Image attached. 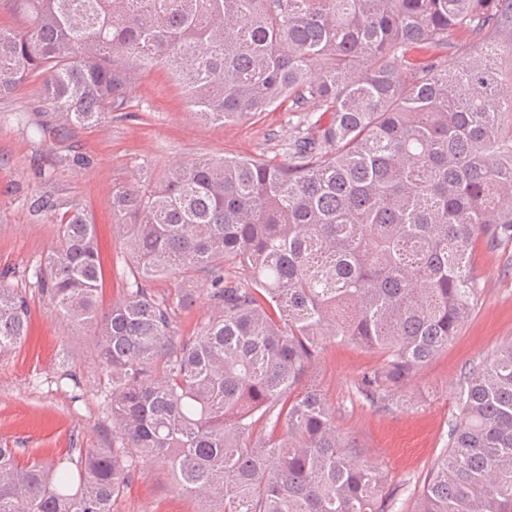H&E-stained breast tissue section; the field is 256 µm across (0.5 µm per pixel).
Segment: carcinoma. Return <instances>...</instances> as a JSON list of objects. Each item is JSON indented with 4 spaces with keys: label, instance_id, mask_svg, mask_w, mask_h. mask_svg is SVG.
Masks as SVG:
<instances>
[{
    "label": "carcinoma",
    "instance_id": "carcinoma-1",
    "mask_svg": "<svg viewBox=\"0 0 512 512\" xmlns=\"http://www.w3.org/2000/svg\"><path fill=\"white\" fill-rule=\"evenodd\" d=\"M3 2L23 26L0 27V97L39 81L40 136L124 111L153 65L211 124L285 103L302 119L279 163L197 158L115 189L131 266L108 308L95 231L62 215L34 276L96 337L112 447L24 467L0 448V512H112L141 460L199 512H393L321 393L295 390L331 339L382 353L366 400L404 390L470 315L475 244L512 246V87L469 46L512 55V0ZM176 275L188 287L152 288ZM198 280L211 314L181 336ZM28 326L1 284L0 354ZM457 409L415 512H512V340L464 373Z\"/></svg>",
    "mask_w": 512,
    "mask_h": 512
}]
</instances>
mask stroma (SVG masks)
Listing matches in <instances>:
<instances>
[{"label": "stroma", "mask_w": 512, "mask_h": 512, "mask_svg": "<svg viewBox=\"0 0 512 512\" xmlns=\"http://www.w3.org/2000/svg\"><path fill=\"white\" fill-rule=\"evenodd\" d=\"M48 107L37 83L0 98V281L21 290L30 309L28 337L0 355V446L20 464L112 444V420L99 392L96 339L76 334L37 285L34 268L59 243V222L76 205L95 225L103 264L101 301L123 286L127 252L111 229L112 192L129 184L159 188L169 171L197 157L284 159L297 113L277 109L243 123L208 124L189 107L182 86L161 67L144 70L126 111L90 129L38 137L32 123ZM50 201L37 212L32 204ZM481 283L472 315L446 349L385 406L357 390L379 352L351 342H327L306 383L334 411L338 433L355 439L361 459L387 477L396 512H414L417 496L448 442L456 389L465 369L512 339V249L474 252ZM199 502L176 493L168 470L140 462L112 512H198Z\"/></svg>", "instance_id": "obj_1"}]
</instances>
